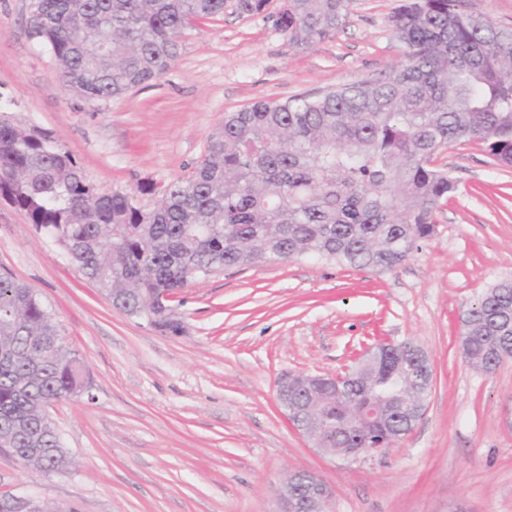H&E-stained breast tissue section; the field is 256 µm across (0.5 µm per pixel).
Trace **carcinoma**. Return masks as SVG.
I'll list each match as a JSON object with an SVG mask.
<instances>
[{
  "mask_svg": "<svg viewBox=\"0 0 512 512\" xmlns=\"http://www.w3.org/2000/svg\"><path fill=\"white\" fill-rule=\"evenodd\" d=\"M351 0H284L275 25L296 49L336 36ZM270 0H234L265 13ZM227 0H35L34 39L58 62V79L90 104L123 96L175 64L186 30L224 15ZM405 60L377 79L319 97L258 101L224 113L204 159L165 185L156 207L102 193L53 135L0 110V198L57 243L112 306L178 334L173 300L218 269L306 256L352 268L396 270L434 233L456 182L435 166L449 145L476 143L512 166V29L465 10L463 0H403L390 16ZM460 333L475 368L512 353V281L492 284L463 310ZM426 396L419 352L382 365L363 360L338 393L323 379L288 378V399L317 407L329 448H363L376 429L344 427L349 400ZM89 393L77 354L60 337L41 295L0 273V438L29 469H67L47 408ZM412 431L407 413L391 433Z\"/></svg>",
  "mask_w": 512,
  "mask_h": 512,
  "instance_id": "carcinoma-1",
  "label": "carcinoma"
}]
</instances>
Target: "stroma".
Listing matches in <instances>:
<instances>
[{
  "instance_id": "1",
  "label": "stroma",
  "mask_w": 512,
  "mask_h": 512,
  "mask_svg": "<svg viewBox=\"0 0 512 512\" xmlns=\"http://www.w3.org/2000/svg\"><path fill=\"white\" fill-rule=\"evenodd\" d=\"M397 4L352 0L336 37L305 50L270 13L228 8L187 32L162 77L91 105L29 37L32 0H0V100L49 130L101 190L148 210L157 188L203 159L225 113L319 96L403 60L389 23ZM435 163L457 190L395 271L313 257L220 270L181 292L177 335L113 308L0 199V271L41 293L91 382L89 396L48 410L72 466L42 474L2 449L0 495L31 493L60 512H281L280 484L300 470L332 488L333 512H512V360L486 374L458 353L461 309L512 278V167L476 144ZM378 336L428 354L425 413L394 452L332 459L288 424L276 381L343 370Z\"/></svg>"
}]
</instances>
